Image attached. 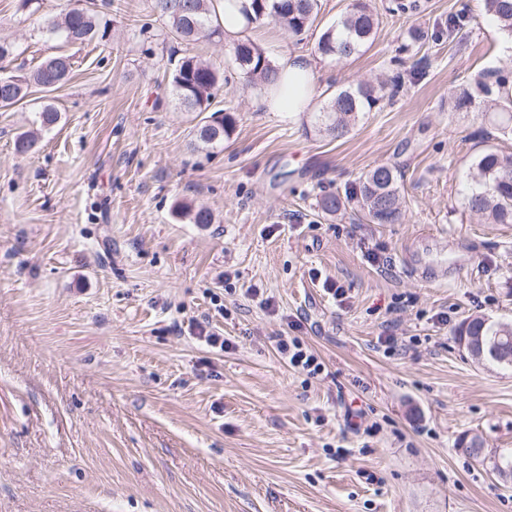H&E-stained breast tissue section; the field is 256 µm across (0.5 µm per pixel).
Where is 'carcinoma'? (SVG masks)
<instances>
[{"instance_id": "cac0c4a2", "label": "carcinoma", "mask_w": 512, "mask_h": 512, "mask_svg": "<svg viewBox=\"0 0 512 512\" xmlns=\"http://www.w3.org/2000/svg\"><path fill=\"white\" fill-rule=\"evenodd\" d=\"M154 8L166 17L171 32L183 41L211 39L223 33L215 6L217 0H153ZM485 13L498 29L512 36V0H482ZM318 0H250L251 22L270 20L281 25L290 35H300L314 22ZM379 18L368 0H353L348 10L326 29L318 39L316 52L324 57L348 59L358 54L371 41L378 29ZM50 29L60 33L70 43L93 40L99 33V18L87 8L71 9L50 22ZM237 70L248 82L263 89L288 93V81L280 76L276 65L265 51L248 39H239L232 46ZM70 57L53 54L25 75L0 76L10 81L11 91L0 94V108L9 109L22 102L29 87L36 85L54 90L68 80ZM171 82L181 105L188 112H205L214 98V91L224 82V76L208 63L195 57L184 58L173 71ZM509 82L500 73L494 80L481 74L471 89H463L452 100L453 109L460 112L472 105L475 97L485 102L484 119L502 136H512V98L503 94ZM401 87V76L377 83L361 82L354 87L338 88L330 94L320 112L314 116L318 132L333 139L345 137L360 114L370 112L385 99L392 98ZM235 125L231 109L224 116L203 121L195 126L196 141L205 146L224 142ZM399 176L394 167L379 164L364 172L344 194L325 192L318 207L326 215H335L354 204L365 219L373 224H392L403 212V198L398 186ZM470 191L466 207L470 214L487 224H512V153L488 146L477 153L467 172ZM176 215L193 224H211L212 213L204 207L178 203ZM457 340L464 336H480L484 342L483 365L512 368L505 352H512V324L494 322L483 316L468 317L455 330Z\"/></svg>"}]
</instances>
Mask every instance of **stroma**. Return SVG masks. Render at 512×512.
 <instances>
[{
	"instance_id": "obj_1",
	"label": "stroma",
	"mask_w": 512,
	"mask_h": 512,
	"mask_svg": "<svg viewBox=\"0 0 512 512\" xmlns=\"http://www.w3.org/2000/svg\"><path fill=\"white\" fill-rule=\"evenodd\" d=\"M350 2L319 0L298 37L268 21L247 34L273 61L312 57L315 108L329 87L401 76L394 101L336 140L313 111H269L230 40L172 38L152 0H95L108 36L82 45L49 31L78 0L34 13L0 0V37L16 45L0 71L72 62L65 84L0 111V512H512V482L456 450L466 434L512 450V370L478 365L454 336L475 314L512 322V224L465 205L483 141L512 152V138L489 137L481 106H448L481 72H512V41L482 0H422L409 17L371 0L375 39L345 60L316 55ZM453 15L467 21L451 32ZM412 25L441 37L409 42ZM192 56L229 79L211 108H233L236 126L213 148L170 93ZM46 103L58 123L18 154ZM378 164L400 174L398 222L318 209L321 191ZM180 201L214 223L176 218ZM412 244L447 280L407 271ZM390 334L407 347L385 352ZM280 336L326 374L289 367ZM276 348L289 366L305 373L308 378L318 379L325 372L326 365L321 357L298 337L280 336Z\"/></svg>"
}]
</instances>
